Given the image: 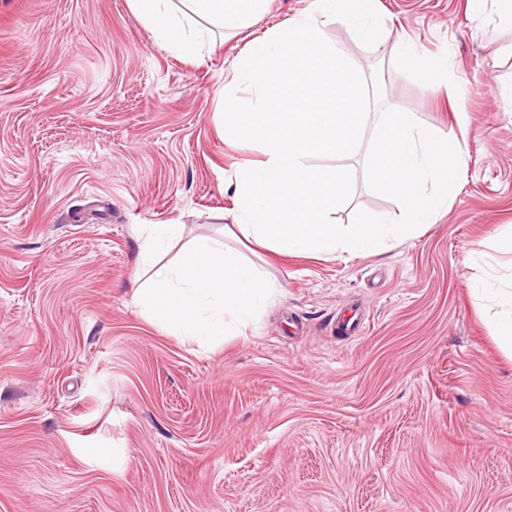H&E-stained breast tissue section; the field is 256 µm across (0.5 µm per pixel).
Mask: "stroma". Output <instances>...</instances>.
Returning a JSON list of instances; mask_svg holds the SVG:
<instances>
[{"label":"stroma","instance_id":"stroma-1","mask_svg":"<svg viewBox=\"0 0 512 512\" xmlns=\"http://www.w3.org/2000/svg\"><path fill=\"white\" fill-rule=\"evenodd\" d=\"M310 0H271L214 49L177 56L130 0H0V512H512V24L468 0H378L390 32L327 36L379 75L356 151L355 210L395 219L364 161L385 108L463 131L446 211L384 253L246 257L280 293L218 345L148 321L133 291L143 224L169 257L220 236L227 185L258 162L225 142L224 79L244 45ZM444 55L425 84L400 60ZM358 311L362 333L341 331ZM510 288H497L502 311L495 327V336L501 343L512 349V290Z\"/></svg>","mask_w":512,"mask_h":512}]
</instances>
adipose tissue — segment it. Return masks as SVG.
<instances>
[{"mask_svg":"<svg viewBox=\"0 0 512 512\" xmlns=\"http://www.w3.org/2000/svg\"><path fill=\"white\" fill-rule=\"evenodd\" d=\"M136 12L151 25L161 41L183 55L200 54L206 25L232 32L262 14L267 0H132Z\"/></svg>","mask_w":512,"mask_h":512,"instance_id":"1","label":"adipose tissue"}]
</instances>
